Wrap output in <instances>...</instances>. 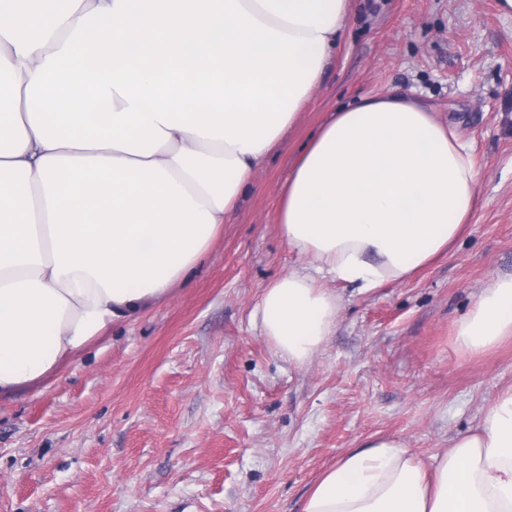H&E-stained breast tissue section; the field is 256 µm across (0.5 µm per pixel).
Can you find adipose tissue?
<instances>
[{
  "instance_id": "ef3b65f1",
  "label": "adipose tissue",
  "mask_w": 512,
  "mask_h": 512,
  "mask_svg": "<svg viewBox=\"0 0 512 512\" xmlns=\"http://www.w3.org/2000/svg\"><path fill=\"white\" fill-rule=\"evenodd\" d=\"M0 0V395L38 385L207 254L319 86L354 0ZM474 146L399 88L341 106L301 148L276 222L306 260L252 311L288 364L336 327L331 279H408L477 206ZM512 337V274L455 326ZM303 512H512V386L427 474L399 442L349 450Z\"/></svg>"
}]
</instances>
